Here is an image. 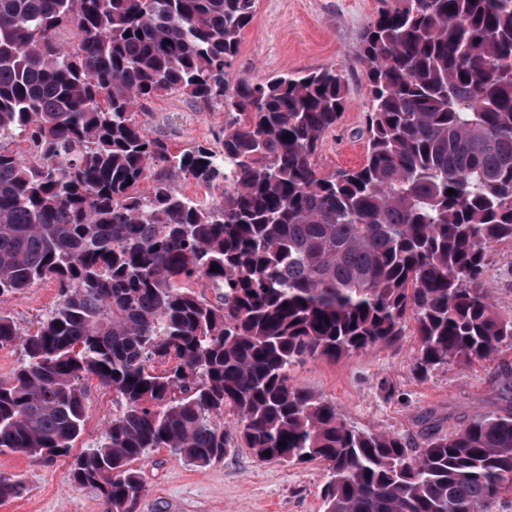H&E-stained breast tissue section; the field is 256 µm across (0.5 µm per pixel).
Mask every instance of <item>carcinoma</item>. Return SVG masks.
<instances>
[{
  "label": "carcinoma",
  "mask_w": 512,
  "mask_h": 512,
  "mask_svg": "<svg viewBox=\"0 0 512 512\" xmlns=\"http://www.w3.org/2000/svg\"><path fill=\"white\" fill-rule=\"evenodd\" d=\"M256 2L0 0V296L59 293L34 333L0 312V344L24 352L0 380V454H68L93 376L124 407L70 478L104 512H136L132 464L155 448L319 460L323 512H491L512 491V407L415 443L348 425L290 373L389 344L409 315L420 372L512 345L483 286L487 249L512 240V0H380L356 52L366 159L324 176L344 77L231 82ZM164 92L232 113L222 150L149 137L137 108ZM181 177L224 191L196 200ZM24 490L1 479L0 502Z\"/></svg>",
  "instance_id": "carcinoma-1"
}]
</instances>
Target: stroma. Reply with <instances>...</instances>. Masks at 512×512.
Returning <instances> with one entry per match:
<instances>
[{
  "mask_svg": "<svg viewBox=\"0 0 512 512\" xmlns=\"http://www.w3.org/2000/svg\"><path fill=\"white\" fill-rule=\"evenodd\" d=\"M378 0H257L253 22L241 36L230 72L233 79L263 82L284 72L306 73L336 66L346 81L348 103L336 127L314 156L322 174L360 166L366 153L367 77L356 50L361 34L377 16ZM139 120L149 136L175 149L203 144L220 149L222 107L198 110L186 97L163 94L145 101ZM484 284L500 313H512V241L493 243L486 253ZM57 303V288L46 280L18 294L0 296V312L21 333L35 331ZM418 348L414 321L389 345L335 360L315 358L297 366L291 380L335 403L352 426L419 438L431 417L447 432L512 404V347L486 361L451 360L422 373L414 366ZM85 433L69 455L32 461L0 455V478L25 485L0 512H103L96 487L71 481L75 456L98 442L119 407L97 379L85 382ZM146 486L137 512H322L327 471L320 461L292 466L258 461L237 448L204 467L185 464L160 448L136 462Z\"/></svg>",
  "mask_w": 512,
  "mask_h": 512,
  "instance_id": "stroma-1",
  "label": "stroma"
}]
</instances>
